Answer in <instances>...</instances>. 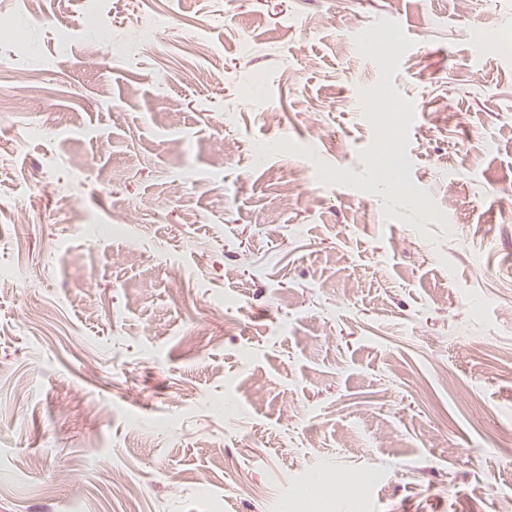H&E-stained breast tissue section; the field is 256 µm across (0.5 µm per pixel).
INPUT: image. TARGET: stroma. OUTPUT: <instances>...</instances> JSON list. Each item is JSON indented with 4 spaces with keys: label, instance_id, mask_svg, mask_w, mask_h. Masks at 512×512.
Here are the masks:
<instances>
[{
    "label": "stroma",
    "instance_id": "stroma-1",
    "mask_svg": "<svg viewBox=\"0 0 512 512\" xmlns=\"http://www.w3.org/2000/svg\"><path fill=\"white\" fill-rule=\"evenodd\" d=\"M489 32L512 0H0V512H499Z\"/></svg>",
    "mask_w": 512,
    "mask_h": 512
}]
</instances>
